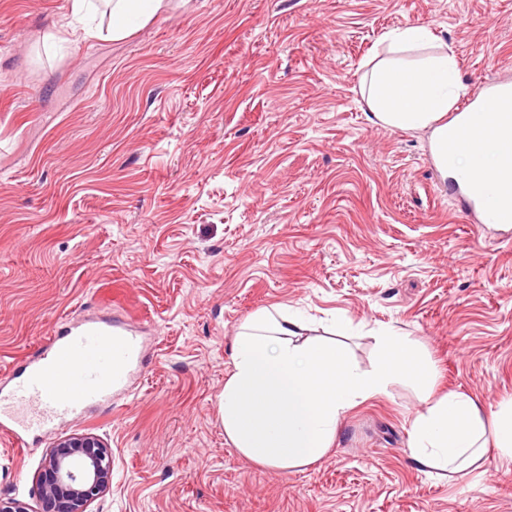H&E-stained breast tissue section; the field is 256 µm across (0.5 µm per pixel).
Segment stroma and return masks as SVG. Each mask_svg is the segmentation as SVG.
<instances>
[{
  "instance_id": "1",
  "label": "stroma",
  "mask_w": 512,
  "mask_h": 512,
  "mask_svg": "<svg viewBox=\"0 0 512 512\" xmlns=\"http://www.w3.org/2000/svg\"><path fill=\"white\" fill-rule=\"evenodd\" d=\"M66 12L0 0V378L88 309L152 333L111 411L0 438V495L33 502L49 445L89 431L112 449L90 512H512V470L409 457L400 386L292 472L241 457L219 417L235 333L274 304L359 368L392 327L438 391L512 395V226L468 223L429 131L362 94L382 34L411 25L470 95L512 81V0H189L120 42H59Z\"/></svg>"
}]
</instances>
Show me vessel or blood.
Listing matches in <instances>:
<instances>
[{"label": "vessel or blood", "instance_id": "1", "mask_svg": "<svg viewBox=\"0 0 512 512\" xmlns=\"http://www.w3.org/2000/svg\"><path fill=\"white\" fill-rule=\"evenodd\" d=\"M483 104L512 107V84L488 83ZM496 147L503 162L497 179L461 174L454 180L474 224H512V199L503 192L512 181V133ZM139 359V331L127 320L98 313L63 320L45 346L20 362L17 376L0 383V434L24 447L30 435L111 408Z\"/></svg>", "mask_w": 512, "mask_h": 512}]
</instances>
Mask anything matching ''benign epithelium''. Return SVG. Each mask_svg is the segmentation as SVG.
I'll list each match as a JSON object with an SVG mask.
<instances>
[{"instance_id":"obj_1","label":"benign epithelium","mask_w":512,"mask_h":512,"mask_svg":"<svg viewBox=\"0 0 512 512\" xmlns=\"http://www.w3.org/2000/svg\"><path fill=\"white\" fill-rule=\"evenodd\" d=\"M112 487V449L93 432L60 437L47 452L35 482L41 512H89ZM0 512H34L22 500L0 495Z\"/></svg>"}]
</instances>
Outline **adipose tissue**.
<instances>
[{"label": "adipose tissue", "mask_w": 512, "mask_h": 512, "mask_svg": "<svg viewBox=\"0 0 512 512\" xmlns=\"http://www.w3.org/2000/svg\"><path fill=\"white\" fill-rule=\"evenodd\" d=\"M175 0H70L85 38L121 41ZM453 54L440 52L411 65L379 62L366 75L363 97L373 116L399 129H427L440 175H494L501 166L492 115L476 117L477 136L449 142L441 119L466 94ZM299 317L264 308L240 326L232 370L220 396L224 435L239 455L279 471L300 470L334 448L346 415L359 404L412 387L421 401L407 452L428 469L463 473L495 459L512 468V397L494 410L457 392L434 395L438 370L415 340L388 327L375 332L378 357L369 369L351 363L344 345L306 334Z\"/></svg>", "instance_id": "adipose-tissue-1"}]
</instances>
